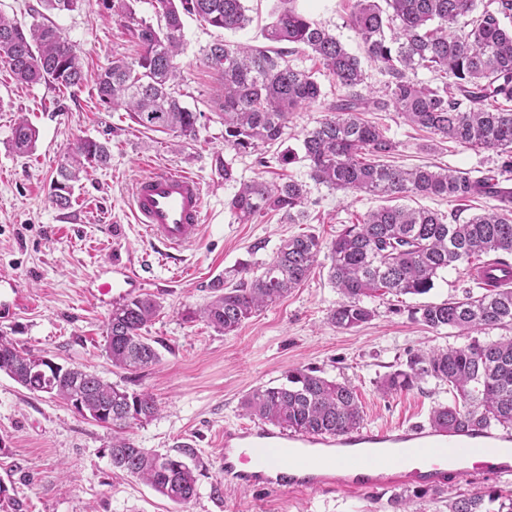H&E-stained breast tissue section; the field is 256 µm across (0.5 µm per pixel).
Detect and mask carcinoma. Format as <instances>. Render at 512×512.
<instances>
[{
    "label": "carcinoma",
    "mask_w": 512,
    "mask_h": 512,
    "mask_svg": "<svg viewBox=\"0 0 512 512\" xmlns=\"http://www.w3.org/2000/svg\"><path fill=\"white\" fill-rule=\"evenodd\" d=\"M276 0L275 20L264 37L295 44L325 66L342 95L327 115L303 134V158L310 178L332 190L363 193L386 204L345 225L329 245L314 235L292 236L255 273L236 270L239 285L213 282V296L186 318L204 321L230 334L263 307L304 283L323 249H328V278L341 295L328 323L341 331L360 327L374 312L363 299L385 294L430 292L443 270L465 263L475 271L482 293L429 303L416 320L432 331L486 332L512 325V0H356L348 22L365 55L387 76L381 96L368 89L360 58L294 6ZM159 23L137 19L129 0H112V12L133 25L140 52L136 59L114 58L96 74L101 102L128 112L151 131L180 137L196 135L201 113L175 95L181 79L177 62L183 52L181 15L190 14L224 30L246 27L245 0H155ZM470 18L463 37L448 32ZM293 51L218 42L203 52V63L224 81L219 103L224 148L252 154L281 143L292 112L319 102L320 84L310 69L290 64ZM0 62L26 84L80 88L87 73L77 47L54 26L34 22L25 28L0 12ZM419 68L442 72L447 81L431 86L413 77ZM393 110L411 125L461 147L491 150L500 163L480 176L442 167L401 168L380 161L395 150L363 112ZM38 131L24 117L15 123L11 150L26 155ZM109 146L80 139L66 153L54 180L53 203L72 204L74 189L94 164H109ZM446 197L450 201L489 200L492 205L461 222L426 208L401 203L409 197ZM247 224L269 211L290 224L308 216L307 184L293 178L279 185L241 182L229 202ZM149 294L112 305L106 318L112 366L135 373L157 364L160 355L143 335L161 311ZM0 372L30 392L65 401L84 418L112 428V466L150 485L176 504L197 495L195 468L178 455L158 454L135 444L127 429L152 420L160 407L148 391L130 392L78 366L51 374L37 371L35 354L0 333ZM433 378L454 393L449 405L432 409L429 422L446 432L500 427L512 430V337L408 353L404 368L385 375V394L409 390ZM243 413L298 434L339 435L359 428L362 406L355 388L328 380L311 368L288 371L287 382L253 389L241 402ZM448 512H512V492L491 488L448 500Z\"/></svg>",
    "instance_id": "obj_1"
}]
</instances>
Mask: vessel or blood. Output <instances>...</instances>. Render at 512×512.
I'll list each match as a JSON object with an SVG mask.
<instances>
[{
	"instance_id": "b4317fda",
	"label": "vessel or blood",
	"mask_w": 512,
	"mask_h": 512,
	"mask_svg": "<svg viewBox=\"0 0 512 512\" xmlns=\"http://www.w3.org/2000/svg\"><path fill=\"white\" fill-rule=\"evenodd\" d=\"M201 183L190 173L161 170L141 177L130 208L136 223L165 247H185L202 221ZM467 436L432 426L362 428L336 436L296 435L254 425L225 430L221 462L231 482L245 485L287 484L294 488L367 490L395 480V471L408 464L412 473L442 482L448 457L467 451ZM335 448L337 463L310 473L312 449ZM291 460L295 474L270 477L269 468Z\"/></svg>"
}]
</instances>
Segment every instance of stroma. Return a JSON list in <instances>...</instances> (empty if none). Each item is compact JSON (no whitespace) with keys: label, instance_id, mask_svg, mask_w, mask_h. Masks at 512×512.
<instances>
[{"label":"stroma","instance_id":"35a3bbf8","mask_svg":"<svg viewBox=\"0 0 512 512\" xmlns=\"http://www.w3.org/2000/svg\"><path fill=\"white\" fill-rule=\"evenodd\" d=\"M354 3L296 0L312 22L358 55L359 40L347 23ZM273 6L274 0H247L250 22L237 31L183 16L178 92L183 104L200 114L192 139L140 127L127 112L100 102L93 84L61 92L43 83H20L0 65V331L57 363L82 367L131 392H152L161 410L131 429V437L139 447L161 453L188 446L197 477L196 497L172 503L113 467L110 429L0 373V484L11 499L0 512H393L389 500L397 493L408 498L411 512H448L450 497L512 485L510 476H483L471 465L449 473L439 487L406 478L369 491L245 486L224 479L219 459L224 432L248 422L242 398L254 388L283 383L297 367L352 384L365 426L428 422L435 406L452 402L447 385L429 378L385 395L379 383L399 369L409 351L467 343V336L456 331L436 333L416 322L413 311L463 297L474 286L465 265H458L441 272L427 294L367 299L372 321L342 332L327 322L340 296L319 266L299 288L234 333L224 335L185 319L186 310L209 301L213 281L240 264L259 268L291 236L312 234L330 242L352 215L381 203L310 181L305 160L279 163L282 147L301 149L304 132L324 117L325 103L336 97L330 76L306 54L293 55L292 62L315 70L321 104L294 112L284 146L248 155L225 150L224 123L217 115L221 79L203 64L202 54L221 41L265 46L263 30L273 20ZM47 18L76 45L88 71L115 57L134 58L138 50L131 24L113 16L111 0H81L77 9ZM22 116L39 131L34 152L26 156L10 148L14 123ZM365 118L395 143L391 160L403 167L483 172L498 163L494 152L434 141L396 112H369ZM81 138L107 142L111 160L89 169L71 207L61 209L51 201L52 181L63 155ZM228 165L234 173L230 182L224 179ZM155 169L188 172L204 191V220L192 245L168 257L136 224L129 205L136 179ZM290 177L307 184V223H287L278 212L238 223L228 202L240 181L280 183ZM117 258L140 275L137 288L125 289V296L147 292L162 303L159 317L145 330L161 360L134 374L114 367L104 352L111 306L96 294L102 280L113 278ZM14 293L20 301L13 305Z\"/></svg>","mask_w":512,"mask_h":512}]
</instances>
